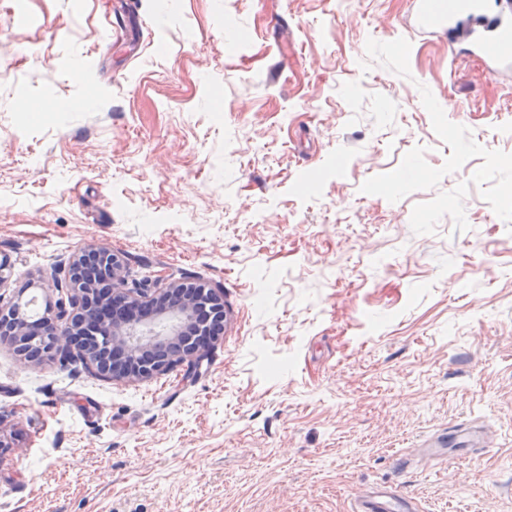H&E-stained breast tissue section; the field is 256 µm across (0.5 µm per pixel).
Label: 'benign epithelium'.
Instances as JSON below:
<instances>
[{
  "label": "benign epithelium",
  "mask_w": 512,
  "mask_h": 512,
  "mask_svg": "<svg viewBox=\"0 0 512 512\" xmlns=\"http://www.w3.org/2000/svg\"><path fill=\"white\" fill-rule=\"evenodd\" d=\"M69 290L33 322L21 301L0 308V335L17 352L41 349L65 364L72 351L105 378L133 381L186 367L188 378L218 336L223 298L204 284L185 283L161 271L134 286L112 252L87 245L69 263Z\"/></svg>",
  "instance_id": "obj_1"
}]
</instances>
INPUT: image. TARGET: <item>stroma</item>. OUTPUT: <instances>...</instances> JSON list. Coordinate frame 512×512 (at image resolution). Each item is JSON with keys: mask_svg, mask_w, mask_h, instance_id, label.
<instances>
[{"mask_svg": "<svg viewBox=\"0 0 512 512\" xmlns=\"http://www.w3.org/2000/svg\"><path fill=\"white\" fill-rule=\"evenodd\" d=\"M412 12L0 0V304L90 244L224 298L187 380L0 343V512H512V76ZM409 499L396 490H373L362 494L357 500V512H410Z\"/></svg>", "mask_w": 512, "mask_h": 512, "instance_id": "obj_1", "label": "stroma"}]
</instances>
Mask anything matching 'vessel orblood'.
Instances as JSON below:
<instances>
[{
    "label": "vessel or blood",
    "mask_w": 512,
    "mask_h": 512,
    "mask_svg": "<svg viewBox=\"0 0 512 512\" xmlns=\"http://www.w3.org/2000/svg\"><path fill=\"white\" fill-rule=\"evenodd\" d=\"M413 23L421 31H455L466 26L474 52L489 73L512 68V0H469L460 15H444L435 0H414ZM412 503L394 490H373L357 500L356 512H410Z\"/></svg>",
    "instance_id": "obj_1"
}]
</instances>
